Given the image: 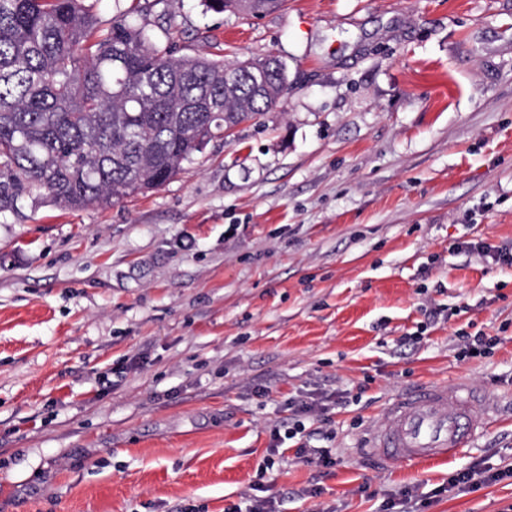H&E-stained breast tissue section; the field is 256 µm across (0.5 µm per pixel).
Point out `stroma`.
Segmentation results:
<instances>
[{
    "mask_svg": "<svg viewBox=\"0 0 512 512\" xmlns=\"http://www.w3.org/2000/svg\"><path fill=\"white\" fill-rule=\"evenodd\" d=\"M150 20L182 55L277 56L288 89L159 188L0 214V512H224L289 401L331 392L328 432L304 424L334 465L276 463L281 512H380L512 464V266L455 249L512 243V0ZM462 333L499 342L462 359ZM459 380L492 421L457 457L364 452L393 397ZM511 507L505 479L423 512Z\"/></svg>",
    "mask_w": 512,
    "mask_h": 512,
    "instance_id": "1",
    "label": "stroma"
}]
</instances>
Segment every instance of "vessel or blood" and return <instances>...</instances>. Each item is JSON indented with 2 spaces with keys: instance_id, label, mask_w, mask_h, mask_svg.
Segmentation results:
<instances>
[{
  "instance_id": "obj_1",
  "label": "vessel or blood",
  "mask_w": 512,
  "mask_h": 512,
  "mask_svg": "<svg viewBox=\"0 0 512 512\" xmlns=\"http://www.w3.org/2000/svg\"><path fill=\"white\" fill-rule=\"evenodd\" d=\"M488 419L487 403L468 386H419L389 403L367 450L389 464L453 458L487 428Z\"/></svg>"
}]
</instances>
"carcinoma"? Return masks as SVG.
<instances>
[{
	"label": "carcinoma",
	"instance_id": "carcinoma-1",
	"mask_svg": "<svg viewBox=\"0 0 512 512\" xmlns=\"http://www.w3.org/2000/svg\"><path fill=\"white\" fill-rule=\"evenodd\" d=\"M132 0L110 26L85 0H0V214L27 199L81 210L163 186L200 145L275 107L288 88L276 56L224 63L174 57ZM286 0H204L210 10L268 13ZM264 61L261 86L243 76ZM240 74L224 87V71Z\"/></svg>",
	"mask_w": 512,
	"mask_h": 512
}]
</instances>
